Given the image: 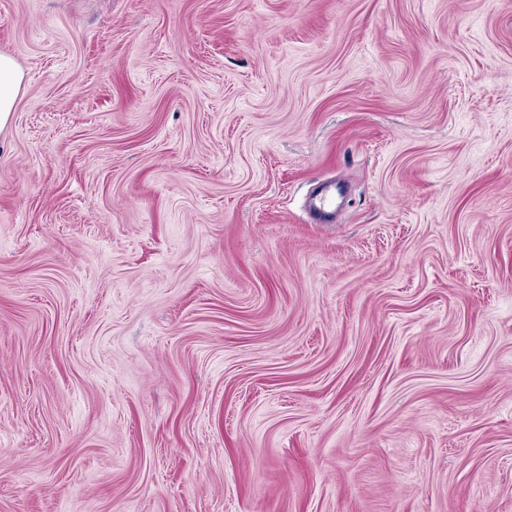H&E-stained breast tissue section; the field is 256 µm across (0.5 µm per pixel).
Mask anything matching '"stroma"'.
Here are the masks:
<instances>
[{
  "label": "stroma",
  "mask_w": 512,
  "mask_h": 512,
  "mask_svg": "<svg viewBox=\"0 0 512 512\" xmlns=\"http://www.w3.org/2000/svg\"><path fill=\"white\" fill-rule=\"evenodd\" d=\"M0 53V512H512V0H0ZM22 80L23 75L14 60L8 55L0 54V129L10 119Z\"/></svg>",
  "instance_id": "1"
}]
</instances>
